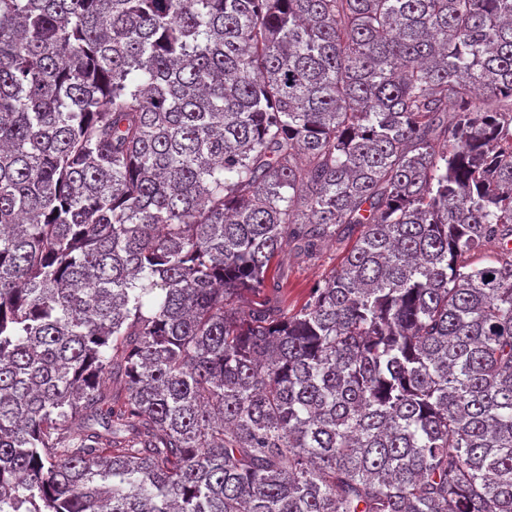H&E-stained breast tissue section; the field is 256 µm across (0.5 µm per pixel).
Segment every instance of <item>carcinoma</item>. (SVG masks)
<instances>
[{
	"label": "carcinoma",
	"mask_w": 512,
	"mask_h": 512,
	"mask_svg": "<svg viewBox=\"0 0 512 512\" xmlns=\"http://www.w3.org/2000/svg\"><path fill=\"white\" fill-rule=\"evenodd\" d=\"M0 512H512V0H0ZM344 253L343 243L335 242L321 244L312 259L298 254L292 245L285 249L279 260L287 274L282 295L288 311L305 301L309 289L339 265Z\"/></svg>",
	"instance_id": "cac0c4a2"
}]
</instances>
